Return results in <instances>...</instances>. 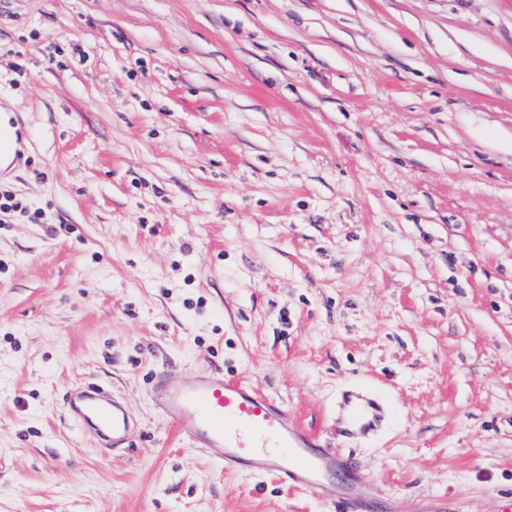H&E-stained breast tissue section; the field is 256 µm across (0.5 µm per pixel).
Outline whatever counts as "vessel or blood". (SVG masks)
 <instances>
[{
  "label": "vessel or blood",
  "mask_w": 512,
  "mask_h": 512,
  "mask_svg": "<svg viewBox=\"0 0 512 512\" xmlns=\"http://www.w3.org/2000/svg\"><path fill=\"white\" fill-rule=\"evenodd\" d=\"M149 397L194 447L215 450L225 471L269 473L288 487L331 501L337 512H373L375 502L359 482L351 458L248 382L213 372L188 380L158 371L150 378ZM66 404L72 419L113 445L130 442L136 433L124 404L100 386L69 391ZM375 411L371 399L351 397L346 431L368 428Z\"/></svg>",
  "instance_id": "1"
}]
</instances>
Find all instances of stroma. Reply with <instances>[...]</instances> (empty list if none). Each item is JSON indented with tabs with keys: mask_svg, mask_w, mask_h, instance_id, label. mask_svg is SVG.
Returning <instances> with one entry per match:
<instances>
[{
	"mask_svg": "<svg viewBox=\"0 0 512 512\" xmlns=\"http://www.w3.org/2000/svg\"><path fill=\"white\" fill-rule=\"evenodd\" d=\"M0 512H334L148 394L248 380L382 500L512 507V0H0ZM142 431L66 416L91 380ZM396 409L343 433V398Z\"/></svg>",
	"mask_w": 512,
	"mask_h": 512,
	"instance_id": "35a3bbf8",
	"label": "stroma"
}]
</instances>
